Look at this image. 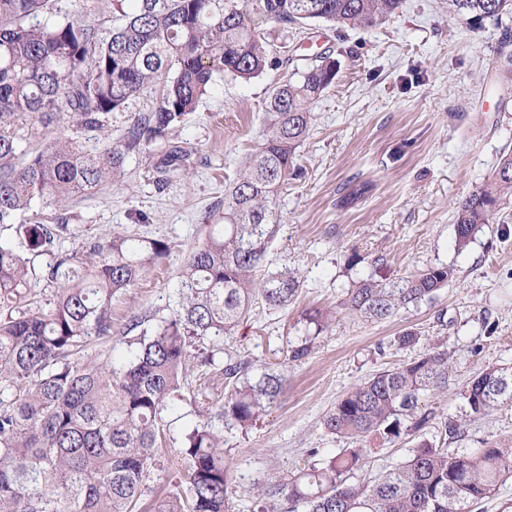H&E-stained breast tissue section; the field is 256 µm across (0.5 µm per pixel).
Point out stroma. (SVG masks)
<instances>
[{
	"instance_id": "35a3bbf8",
	"label": "stroma",
	"mask_w": 512,
	"mask_h": 512,
	"mask_svg": "<svg viewBox=\"0 0 512 512\" xmlns=\"http://www.w3.org/2000/svg\"><path fill=\"white\" fill-rule=\"evenodd\" d=\"M60 6L71 17L95 19L102 39L124 22L113 0H61ZM506 29L512 31L510 16L473 30L449 12L446 0H402L388 22L370 31L314 23L288 35L266 27L273 56L294 58L302 68L327 51L337 74L312 106L310 132L297 150L304 175L278 196L279 232L265 256L269 270L298 271L299 296L284 310L256 304L232 334L207 340L225 356L249 357L285 378L283 396L254 426L224 430L230 512H251V487L300 473L311 449L327 457L350 447V440L323 430L327 411L370 375L437 347L447 351L451 369L446 387L421 398L431 419L421 433L392 443L370 439L354 480L408 459L423 438L452 454L486 440L512 448V406L476 415L464 398L468 382L486 367L512 368V197L466 248L457 247L455 235L457 202L512 155V75L497 56ZM292 69L272 67L248 80L218 77L173 132L193 148L183 174L159 177L150 159L132 155L117 182L76 195L63 209L42 208L45 223L64 220L58 245L70 254L85 255L117 231L172 243L169 256L113 299L112 334L93 340L90 353L112 356L133 319L166 318L177 309L184 254L205 234L210 212L223 207L225 188L261 140L270 95ZM158 100L151 89L129 100L101 135L84 139L85 150L120 141L131 119L153 111ZM440 264L454 274L432 301L383 320L339 311L348 288L363 278L388 283ZM315 310L336 319L311 338L305 315ZM408 330L416 341L400 346ZM305 339L308 354L289 360ZM224 387L223 378H201L188 363L183 398L165 416V465L150 474L143 512H153L185 473L180 440L195 401L219 402ZM449 421L458 425L457 435L446 434Z\"/></svg>"
}]
</instances>
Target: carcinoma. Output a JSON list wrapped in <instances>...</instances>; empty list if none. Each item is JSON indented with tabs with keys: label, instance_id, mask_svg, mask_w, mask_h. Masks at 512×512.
<instances>
[{
	"label": "carcinoma",
	"instance_id": "obj_1",
	"mask_svg": "<svg viewBox=\"0 0 512 512\" xmlns=\"http://www.w3.org/2000/svg\"><path fill=\"white\" fill-rule=\"evenodd\" d=\"M123 2L116 0L124 24L100 40L86 21L61 16L58 0H0V227H16L20 240L0 245V512H139L159 462L164 413L181 397L193 354L224 375L225 425L247 428L278 401L280 374L257 373L246 358L224 360L204 340L232 333L257 300L282 309L298 297L297 273L261 267L277 232V193L302 177L296 151L312 105L335 80L336 61L321 55L275 87L258 150L224 194L208 235L185 253L179 308L156 323L147 314L133 323L141 331L122 336L118 367L81 352L112 331V299L167 256L170 243L114 232L90 249L92 264L78 268L76 256L54 246L65 225L43 223L33 204L60 206L119 178L133 153L161 173L183 170L189 151L172 132L215 77L250 79L282 64L270 58L266 25L286 32L315 21L368 31L395 15L401 0H132L129 13ZM448 9L480 30L512 14V0H448ZM159 81L158 106L134 118L120 143L88 153L65 137L26 154L66 119L101 128ZM508 195L512 156L458 203L457 245L466 246ZM452 274L441 264L392 283L368 277L348 289L343 310L385 319L433 300ZM41 282L53 290L42 302ZM448 371V352L432 350L354 386L323 420L352 446L297 477L252 489L254 512H276L280 500L303 512H470L512 474V448L485 442L452 455L422 441L380 477L349 482L369 436L391 442L430 420L421 397L446 383ZM465 398L476 415L511 406L512 370L487 367ZM209 411L195 406L181 441L187 474L157 512H228L224 435Z\"/></svg>",
	"mask_w": 512,
	"mask_h": 512
}]
</instances>
